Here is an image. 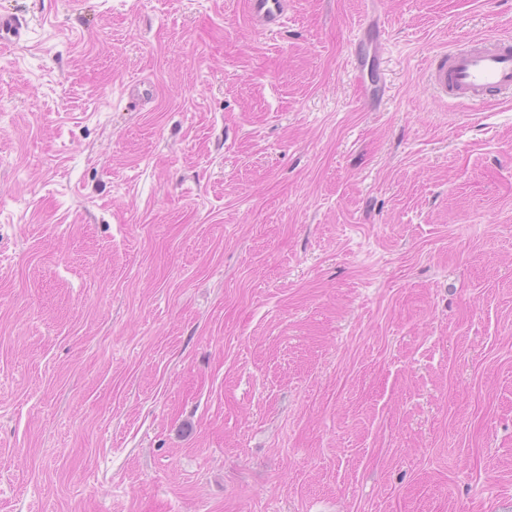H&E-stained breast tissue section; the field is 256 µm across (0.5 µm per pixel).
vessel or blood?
<instances>
[{
    "label": "vessel or blood",
    "instance_id": "b4317fda",
    "mask_svg": "<svg viewBox=\"0 0 512 512\" xmlns=\"http://www.w3.org/2000/svg\"><path fill=\"white\" fill-rule=\"evenodd\" d=\"M252 25L264 33L283 28L288 16V0H246ZM29 29L26 17L0 12V45L17 46ZM438 64L429 80L441 97H465L481 106L488 97L512 95V46L499 37L487 38L481 46L455 45L439 51Z\"/></svg>",
    "mask_w": 512,
    "mask_h": 512
}]
</instances>
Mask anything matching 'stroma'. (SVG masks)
<instances>
[{"mask_svg": "<svg viewBox=\"0 0 512 512\" xmlns=\"http://www.w3.org/2000/svg\"><path fill=\"white\" fill-rule=\"evenodd\" d=\"M1 9L0 512H512V0ZM247 12L252 25L264 33L284 27L288 16V0H247ZM29 29V20L11 12H0V45L18 46ZM361 42V37H356L354 39V51L352 58L354 61V70L358 71L360 76L363 77L364 71L366 69L369 70L370 66L375 63V58L380 53L381 46L371 43L367 47H362ZM492 36L480 47L461 44L437 53L438 64L429 71V80L444 99L461 95L480 107L488 97L512 95V48Z\"/></svg>", "mask_w": 512, "mask_h": 512, "instance_id": "1", "label": "stroma"}]
</instances>
